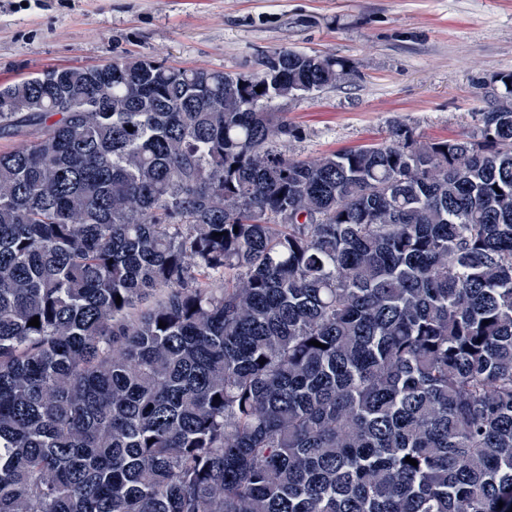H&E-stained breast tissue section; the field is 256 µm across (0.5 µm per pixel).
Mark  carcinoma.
I'll use <instances>...</instances> for the list:
<instances>
[{
    "instance_id": "1",
    "label": "carcinoma",
    "mask_w": 512,
    "mask_h": 512,
    "mask_svg": "<svg viewBox=\"0 0 512 512\" xmlns=\"http://www.w3.org/2000/svg\"><path fill=\"white\" fill-rule=\"evenodd\" d=\"M353 74L0 86V512H512V73L458 138L279 149Z\"/></svg>"
}]
</instances>
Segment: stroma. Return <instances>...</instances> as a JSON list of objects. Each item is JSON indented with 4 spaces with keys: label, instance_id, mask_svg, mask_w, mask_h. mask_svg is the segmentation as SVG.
Segmentation results:
<instances>
[{
    "label": "stroma",
    "instance_id": "stroma-1",
    "mask_svg": "<svg viewBox=\"0 0 512 512\" xmlns=\"http://www.w3.org/2000/svg\"><path fill=\"white\" fill-rule=\"evenodd\" d=\"M284 48L356 69L275 102L298 133L289 155L379 143L395 123L456 138L512 71V0H0V84L129 57L250 72Z\"/></svg>",
    "mask_w": 512,
    "mask_h": 512
}]
</instances>
